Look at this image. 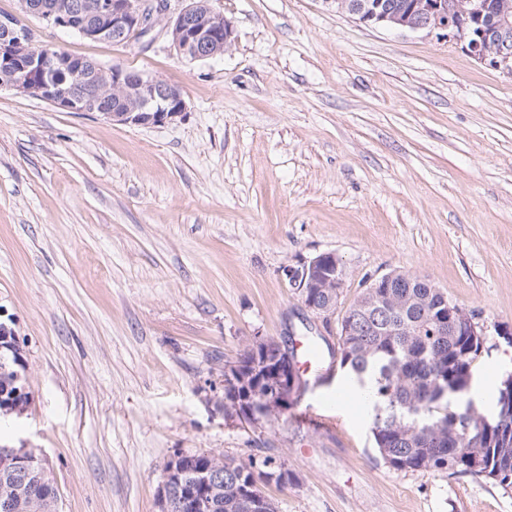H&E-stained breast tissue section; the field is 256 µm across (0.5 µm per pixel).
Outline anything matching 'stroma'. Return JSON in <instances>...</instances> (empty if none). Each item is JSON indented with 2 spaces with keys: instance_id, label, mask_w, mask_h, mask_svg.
I'll list each match as a JSON object with an SVG mask.
<instances>
[{
  "instance_id": "obj_1",
  "label": "stroma",
  "mask_w": 512,
  "mask_h": 512,
  "mask_svg": "<svg viewBox=\"0 0 512 512\" xmlns=\"http://www.w3.org/2000/svg\"><path fill=\"white\" fill-rule=\"evenodd\" d=\"M223 56L165 38L91 42L26 18L36 44L179 85L188 112L112 123L0 90V321L31 401L0 443L43 457L60 512H158L177 453L285 461L277 512H512L483 477L397 471L369 414L332 398L338 336L282 274L341 259L349 305L393 269L489 329L475 385L512 373V79L460 45L363 26L322 0H212ZM312 341L299 410L224 412V365L256 337Z\"/></svg>"
}]
</instances>
